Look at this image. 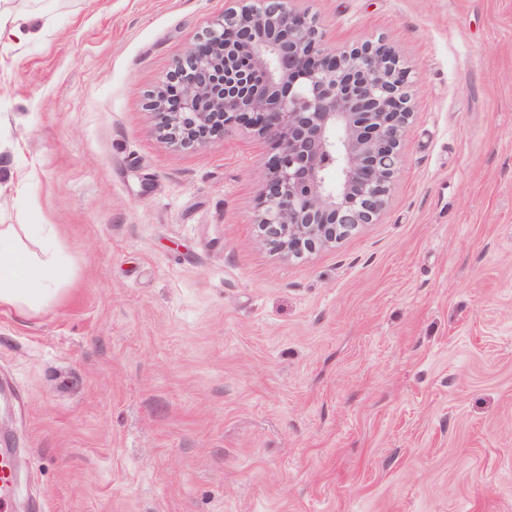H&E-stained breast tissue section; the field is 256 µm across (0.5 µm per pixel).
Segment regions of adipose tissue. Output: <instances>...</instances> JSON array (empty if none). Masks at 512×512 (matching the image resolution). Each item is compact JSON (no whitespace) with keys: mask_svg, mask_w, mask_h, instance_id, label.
Instances as JSON below:
<instances>
[{"mask_svg":"<svg viewBox=\"0 0 512 512\" xmlns=\"http://www.w3.org/2000/svg\"><path fill=\"white\" fill-rule=\"evenodd\" d=\"M40 238V253L25 248L21 234ZM56 231L51 224L0 225V305L35 308L52 295L60 256L55 247Z\"/></svg>","mask_w":512,"mask_h":512,"instance_id":"1","label":"adipose tissue"}]
</instances>
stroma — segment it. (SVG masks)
<instances>
[{
  "label": "stroma",
  "instance_id": "stroma-1",
  "mask_svg": "<svg viewBox=\"0 0 512 512\" xmlns=\"http://www.w3.org/2000/svg\"><path fill=\"white\" fill-rule=\"evenodd\" d=\"M225 2L0 40V225L65 260L0 307L15 512H512V0H296L415 72L380 218L300 258L259 237L268 138L176 147L148 107Z\"/></svg>",
  "mask_w": 512,
  "mask_h": 512
}]
</instances>
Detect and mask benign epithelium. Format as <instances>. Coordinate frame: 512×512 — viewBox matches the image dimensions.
<instances>
[{
	"label": "benign epithelium",
	"instance_id": "7a95c632",
	"mask_svg": "<svg viewBox=\"0 0 512 512\" xmlns=\"http://www.w3.org/2000/svg\"><path fill=\"white\" fill-rule=\"evenodd\" d=\"M232 2L149 107L173 145H200L235 125L270 139L259 235L301 257L384 209L414 114L412 69L380 42L324 46L315 18L292 0Z\"/></svg>",
	"mask_w": 512,
	"mask_h": 512
}]
</instances>
